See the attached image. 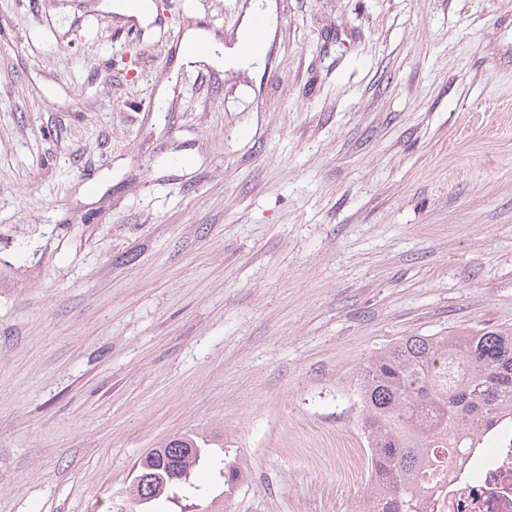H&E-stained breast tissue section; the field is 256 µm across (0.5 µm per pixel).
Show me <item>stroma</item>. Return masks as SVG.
Here are the masks:
<instances>
[{
	"instance_id": "obj_1",
	"label": "stroma",
	"mask_w": 512,
	"mask_h": 512,
	"mask_svg": "<svg viewBox=\"0 0 512 512\" xmlns=\"http://www.w3.org/2000/svg\"><path fill=\"white\" fill-rule=\"evenodd\" d=\"M0 0V512H130L183 432L243 477L224 512H359V364L512 328V0ZM256 1L259 2L251 4L242 18V36L235 45L224 48V44L215 40L210 32L202 28H194L186 34L180 46L178 55L180 61L185 66H188L194 64V62L201 58H207L217 66L223 65L225 67L226 65L227 67L251 68L252 70L262 69L264 67L268 44L276 26V5L272 0ZM256 16H261L264 21L261 18H256L252 27ZM250 31L251 36L246 47H249L253 42L260 41L264 34L265 38L261 43L253 46L245 53L242 50V43L245 41ZM201 47H207L208 52L200 54L198 51Z\"/></svg>"
}]
</instances>
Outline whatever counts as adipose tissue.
<instances>
[{"instance_id":"obj_1","label":"adipose tissue","mask_w":512,"mask_h":512,"mask_svg":"<svg viewBox=\"0 0 512 512\" xmlns=\"http://www.w3.org/2000/svg\"><path fill=\"white\" fill-rule=\"evenodd\" d=\"M267 43H259L250 50H243L241 45L224 47L214 36L201 28L191 29L183 39L179 50V59L183 64L190 65L207 57L218 66L262 69L267 53Z\"/></svg>"}]
</instances>
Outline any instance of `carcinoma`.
Returning <instances> with one entry per match:
<instances>
[{
	"instance_id": "obj_1",
	"label": "carcinoma",
	"mask_w": 512,
	"mask_h": 512,
	"mask_svg": "<svg viewBox=\"0 0 512 512\" xmlns=\"http://www.w3.org/2000/svg\"><path fill=\"white\" fill-rule=\"evenodd\" d=\"M369 484L361 512H425L422 490L444 477L451 448H476L484 432L512 416V329H468L445 336H404L359 368ZM214 439L185 433L147 453L152 479L135 485V502L190 499L191 474L214 466L226 491L237 471L213 460Z\"/></svg>"
}]
</instances>
